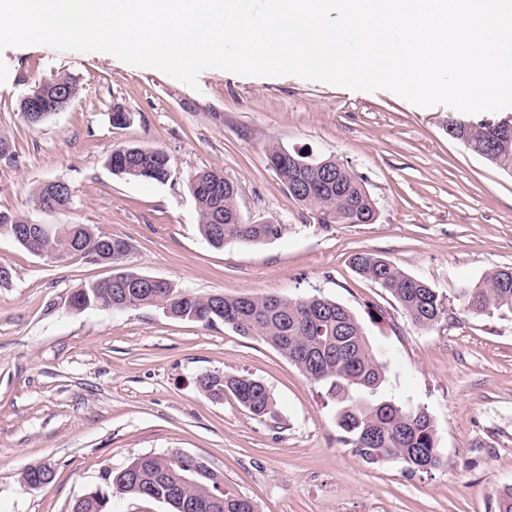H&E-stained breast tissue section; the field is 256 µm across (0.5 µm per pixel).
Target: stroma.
<instances>
[{
	"label": "stroma",
	"mask_w": 512,
	"mask_h": 512,
	"mask_svg": "<svg viewBox=\"0 0 512 512\" xmlns=\"http://www.w3.org/2000/svg\"><path fill=\"white\" fill-rule=\"evenodd\" d=\"M62 73L77 81L78 97L27 126L20 99ZM117 105L130 115L126 125L110 120ZM451 119L509 120L512 108H422L385 89L216 68L192 89L105 52L1 50L0 135L17 161L0 164V212L96 225L130 251L116 264H59L0 236V263L13 272L0 286V512H71L103 488L105 471L170 449L203 458L258 512H497L499 490L512 485V312H473L458 292L512 267V176L452 139ZM273 143L353 171L375 220L319 224L269 168ZM129 144L164 149L173 177L161 184L113 174L110 155ZM204 169L235 185L246 221L283 225L282 236L210 246L189 190ZM51 181L69 184L67 210L34 209V193ZM359 251L435 288L447 320L414 326L386 290L352 269ZM118 271L198 295H319L346 306L370 344L393 354L399 390L430 414L442 465L412 474L396 461L364 462L344 443L321 387L231 327L154 306L71 307L77 288ZM217 370L262 380L275 415L205 396L195 378ZM37 463L53 468V481L24 486Z\"/></svg>",
	"instance_id": "stroma-1"
}]
</instances>
